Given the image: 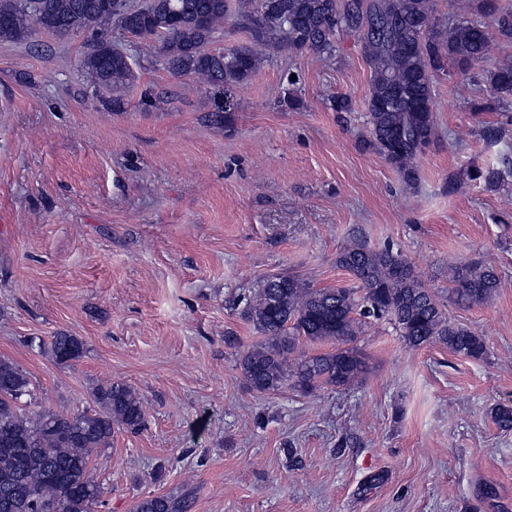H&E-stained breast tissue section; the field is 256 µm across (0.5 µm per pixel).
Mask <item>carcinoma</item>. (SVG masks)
Instances as JSON below:
<instances>
[{
  "mask_svg": "<svg viewBox=\"0 0 512 512\" xmlns=\"http://www.w3.org/2000/svg\"><path fill=\"white\" fill-rule=\"evenodd\" d=\"M512 37V13L496 0H466ZM248 34L250 42L225 50L212 44L224 37V22ZM92 26L95 38L81 59L87 83L99 101L121 112L127 92L139 80L136 55L112 40V31L134 37L158 51L163 65L178 77L192 78L224 94L260 69L262 50L288 49L329 58L336 35H357L370 69L365 99L371 145L408 187L420 180L416 159L436 135L434 83L448 65L463 72L490 52L482 20L442 23L434 0H147L142 6L119 0H0V42L27 40L34 28L53 35L64 28ZM490 83L512 94V61L497 63ZM351 287L314 288L294 274L266 277L258 293L246 298V316L262 339L242 355L239 366L257 392L292 385L304 393L351 388L361 382L366 362L358 338L367 320L394 322L412 348L436 343L465 357L486 353L484 338L453 323L446 302L479 305L497 292L500 280L482 259L448 268V297L425 287L414 265L387 245L377 249L353 238L336 253ZM330 343L323 353L296 352V342ZM49 352L59 364L83 357L84 342L59 333ZM33 389L28 375L0 358V512H92L102 487L91 471L93 459L110 447L116 428L138 430L145 406L132 387L107 381L92 391L96 409L29 413L23 398ZM492 418L512 430V406L498 405ZM191 493L140 499L134 512H190Z\"/></svg>",
  "mask_w": 512,
  "mask_h": 512,
  "instance_id": "cac0c4a2",
  "label": "carcinoma"
}]
</instances>
